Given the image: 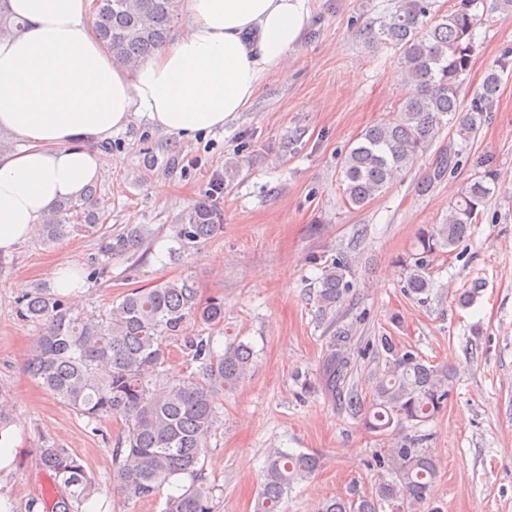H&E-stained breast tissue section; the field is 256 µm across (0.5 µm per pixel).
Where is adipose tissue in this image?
Wrapping results in <instances>:
<instances>
[{
	"instance_id": "ef3b65f1",
	"label": "adipose tissue",
	"mask_w": 512,
	"mask_h": 512,
	"mask_svg": "<svg viewBox=\"0 0 512 512\" xmlns=\"http://www.w3.org/2000/svg\"><path fill=\"white\" fill-rule=\"evenodd\" d=\"M24 26L0 38V130L24 140L0 152V252L9 253L60 201L100 180L92 142L133 118L178 138L224 127L288 57L312 0H183L186 28L128 70L89 23L93 0H9Z\"/></svg>"
}]
</instances>
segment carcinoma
Segmentation results:
<instances>
[{"label": "carcinoma", "instance_id": "obj_1", "mask_svg": "<svg viewBox=\"0 0 512 512\" xmlns=\"http://www.w3.org/2000/svg\"><path fill=\"white\" fill-rule=\"evenodd\" d=\"M178 0H95L96 36L124 66L133 69L165 44L176 16ZM498 11L512 17V0H456L448 13L429 17L426 0L403 4L380 21L372 38L398 53L405 80L417 93L397 112L367 126L342 162L341 184L346 202L363 207L423 155L432 162L417 188L426 193L460 166L462 150L432 151L443 117L456 123L466 143L480 128L484 113L496 101L505 65L491 68L465 106L459 97L460 76L475 53V30L483 14ZM21 27L8 0H0V37ZM480 171L448 206L445 222L418 233L411 253L399 260L409 295L421 299L434 288L433 268L444 250L468 237L480 208L496 188L500 174L488 158ZM97 190L89 189L82 204H62L42 225L44 240L54 242L74 232H96ZM86 223H80V220ZM220 215L207 203L191 209L176 225L174 241L180 254L208 240L219 228ZM151 236L147 224H133L117 234L102 236L95 264L105 270L112 260L137 256ZM353 264L341 257L323 267L317 301L321 311L341 302L352 285ZM17 314L40 328L26 370L41 387L89 421L121 423L120 446L113 449L112 483L125 501L136 503L155 496L172 478L187 475L191 484L168 499L165 512H211L210 487L198 479L201 458L216 430L224 390L238 387L253 364V351L230 342L217 352L213 338L189 337L196 371L170 382L160 368L170 359L171 342L184 336L196 321L218 327L224 322V302L203 304L187 278L131 289L117 305L102 314H77L67 301L39 287L18 301ZM328 353L322 360V382L331 399L346 398L351 413L368 429L385 433L408 424L411 435L393 448L375 454L376 478L368 494L353 491L345 498H326L316 512H438L432 502L437 464L421 427L436 419L448 405L452 390L448 370L426 364L413 351H400L392 341L379 339L385 369L377 378L372 398L344 392L351 374L352 329L329 325ZM39 466L60 480L63 492L51 512H79L97 490L96 481L81 460L64 448H41ZM319 465L313 454L275 448L266 460L264 481L254 512H279L294 485L310 479Z\"/></svg>", "mask_w": 512, "mask_h": 512}]
</instances>
